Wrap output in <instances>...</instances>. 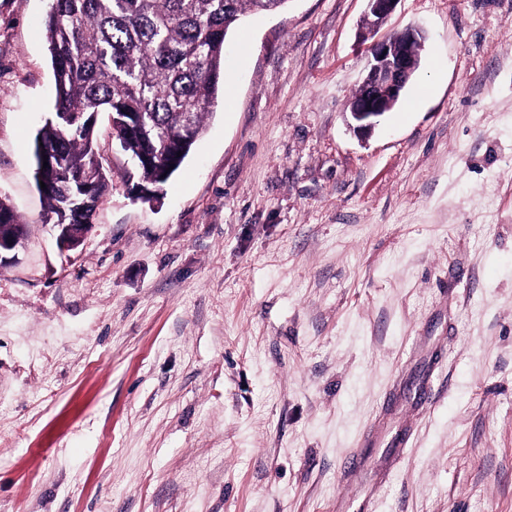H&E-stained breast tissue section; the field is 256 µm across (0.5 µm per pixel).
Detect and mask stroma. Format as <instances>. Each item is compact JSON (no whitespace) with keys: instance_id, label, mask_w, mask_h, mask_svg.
Segmentation results:
<instances>
[{"instance_id":"1","label":"stroma","mask_w":512,"mask_h":512,"mask_svg":"<svg viewBox=\"0 0 512 512\" xmlns=\"http://www.w3.org/2000/svg\"><path fill=\"white\" fill-rule=\"evenodd\" d=\"M48 5L0 0V512H512V0H399L420 65L365 135L366 0L248 17L157 201L100 117L71 250ZM26 227L14 211L0 199V234L4 238L23 240Z\"/></svg>"}]
</instances>
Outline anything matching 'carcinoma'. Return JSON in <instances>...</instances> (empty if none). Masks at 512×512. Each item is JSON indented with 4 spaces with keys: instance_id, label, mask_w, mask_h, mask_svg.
Wrapping results in <instances>:
<instances>
[{
    "instance_id": "carcinoma-1",
    "label": "carcinoma",
    "mask_w": 512,
    "mask_h": 512,
    "mask_svg": "<svg viewBox=\"0 0 512 512\" xmlns=\"http://www.w3.org/2000/svg\"><path fill=\"white\" fill-rule=\"evenodd\" d=\"M266 0H51L45 38L53 118L35 137L40 190L56 224H90L109 178L95 150L101 113L112 120L139 180L155 188L204 133L224 78V43ZM26 233L0 200V236Z\"/></svg>"
}]
</instances>
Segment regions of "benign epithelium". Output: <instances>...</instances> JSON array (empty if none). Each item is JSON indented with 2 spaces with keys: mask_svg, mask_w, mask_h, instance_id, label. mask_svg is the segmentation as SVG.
I'll return each mask as SVG.
<instances>
[{
  "mask_svg": "<svg viewBox=\"0 0 512 512\" xmlns=\"http://www.w3.org/2000/svg\"><path fill=\"white\" fill-rule=\"evenodd\" d=\"M367 20L376 24L391 15L398 0H367ZM401 41L385 36L373 40L367 47L368 72L361 88L363 99L353 103L350 115L361 133L371 132L378 118L388 112L400 99L416 63L407 55L406 44L422 42L423 35L416 28L400 31ZM58 241L65 248H73L84 240L91 229L89 224H59Z\"/></svg>",
  "mask_w": 512,
  "mask_h": 512,
  "instance_id": "1",
  "label": "benign epithelium"
}]
</instances>
